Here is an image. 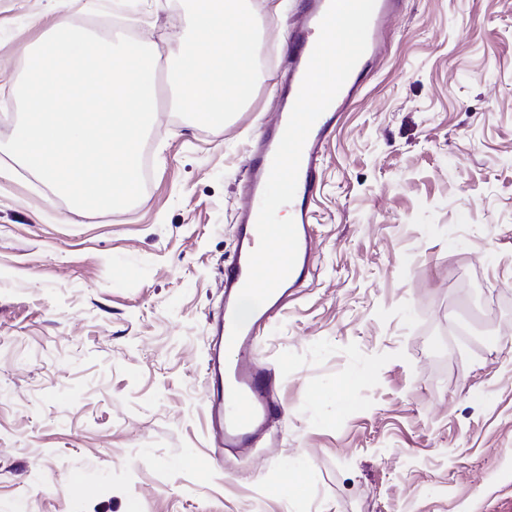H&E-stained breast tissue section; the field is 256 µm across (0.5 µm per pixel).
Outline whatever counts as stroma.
<instances>
[{
    "instance_id": "obj_1",
    "label": "stroma",
    "mask_w": 512,
    "mask_h": 512,
    "mask_svg": "<svg viewBox=\"0 0 512 512\" xmlns=\"http://www.w3.org/2000/svg\"><path fill=\"white\" fill-rule=\"evenodd\" d=\"M245 9L266 53L247 105L159 104L142 197L88 212L1 149L28 55L64 15L146 43L166 78L189 0H0V512H506L512 0L387 21L323 151L314 274L258 338L284 414L198 467L208 319L298 0Z\"/></svg>"
}]
</instances>
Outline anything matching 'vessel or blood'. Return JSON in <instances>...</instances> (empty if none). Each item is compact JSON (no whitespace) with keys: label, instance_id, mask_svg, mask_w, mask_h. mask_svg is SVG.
<instances>
[{"label":"vessel or blood","instance_id":"b4317fda","mask_svg":"<svg viewBox=\"0 0 512 512\" xmlns=\"http://www.w3.org/2000/svg\"><path fill=\"white\" fill-rule=\"evenodd\" d=\"M330 0H301L302 22L288 37L290 66L282 76L285 88L282 110L263 141L252 150L248 161L250 208L238 225L236 253L224 269L220 285L222 298L210 320L211 336L207 347V381L204 404L207 432L216 447L202 460L205 468L222 460L225 449L247 448L255 444L270 422L281 418L273 371L258 361L257 333L277 313L295 288L312 273L313 226L316 217L308 200L319 184L322 150L342 112L359 96L376 60L385 22L397 12L402 0H375L368 30L367 47L329 108L315 121L305 142L298 173L295 197L289 205L298 237L296 264L290 275L246 321L240 334L232 332V317L237 297L249 273V257L259 244L256 229L264 188L273 158L300 90L311 54L319 37V24Z\"/></svg>","mask_w":512,"mask_h":512}]
</instances>
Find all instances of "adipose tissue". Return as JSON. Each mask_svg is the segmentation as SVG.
Segmentation results:
<instances>
[{
    "mask_svg": "<svg viewBox=\"0 0 512 512\" xmlns=\"http://www.w3.org/2000/svg\"><path fill=\"white\" fill-rule=\"evenodd\" d=\"M171 76L174 108L220 120L247 101L255 76L256 30L236 0H192Z\"/></svg>",
    "mask_w": 512,
    "mask_h": 512,
    "instance_id": "adipose-tissue-1",
    "label": "adipose tissue"
}]
</instances>
